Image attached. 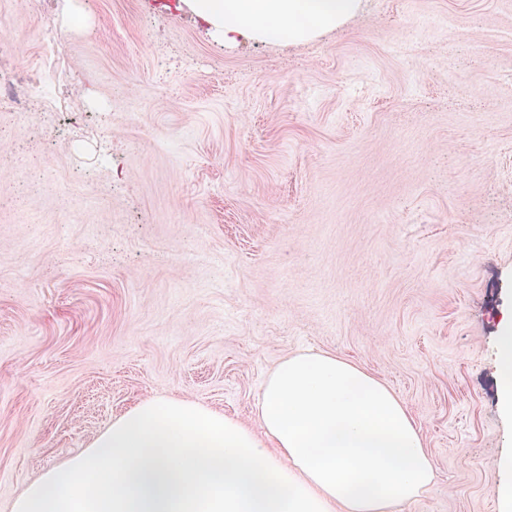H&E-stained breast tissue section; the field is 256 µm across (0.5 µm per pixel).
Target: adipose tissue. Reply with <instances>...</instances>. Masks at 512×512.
Returning <instances> with one entry per match:
<instances>
[{
  "instance_id": "obj_1",
  "label": "adipose tissue",
  "mask_w": 512,
  "mask_h": 512,
  "mask_svg": "<svg viewBox=\"0 0 512 512\" xmlns=\"http://www.w3.org/2000/svg\"><path fill=\"white\" fill-rule=\"evenodd\" d=\"M225 40H304L360 0H189ZM500 405L512 412V320L497 337ZM258 428L198 402L150 398L45 471L11 512H395L437 482L419 426L362 365L298 350L262 385Z\"/></svg>"
}]
</instances>
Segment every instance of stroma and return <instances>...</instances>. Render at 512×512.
Instances as JSON below:
<instances>
[{
	"label": "stroma",
	"instance_id": "1",
	"mask_svg": "<svg viewBox=\"0 0 512 512\" xmlns=\"http://www.w3.org/2000/svg\"><path fill=\"white\" fill-rule=\"evenodd\" d=\"M0 512L146 398L255 424L288 354L363 365L497 512L512 457V0H362L229 42L187 0H0ZM495 377L501 407L512 414V319L497 336Z\"/></svg>",
	"mask_w": 512,
	"mask_h": 512
}]
</instances>
